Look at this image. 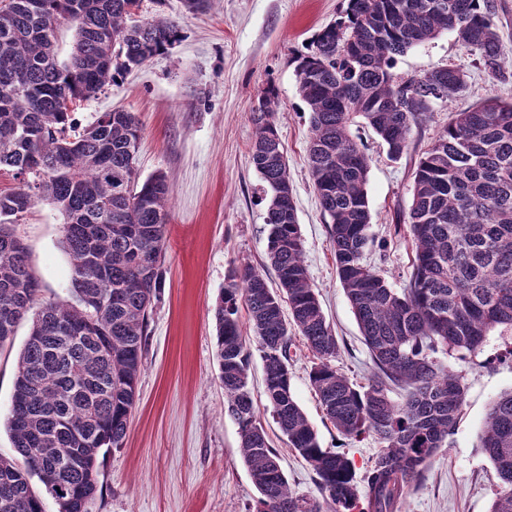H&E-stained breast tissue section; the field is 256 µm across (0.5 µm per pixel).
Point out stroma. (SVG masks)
<instances>
[{"instance_id": "1", "label": "stroma", "mask_w": 512, "mask_h": 512, "mask_svg": "<svg viewBox=\"0 0 512 512\" xmlns=\"http://www.w3.org/2000/svg\"><path fill=\"white\" fill-rule=\"evenodd\" d=\"M342 0H213L191 12L184 0H141L137 19L163 16L182 37L74 112L85 127L120 107L141 124L136 158L138 180L165 174L172 187L166 232L164 283L149 319V336L139 379V396L122 448L101 455L94 512H247L258 492L240 453L239 426L224 404L219 378L214 308L232 270L266 261L265 207L261 179L250 159L255 128L251 112L267 85L279 95L276 123L304 241V261L328 322L340 344L336 366L365 383L372 361L336 277L320 201L307 161L309 112L297 90L293 52L334 21ZM454 65L467 74L466 94L436 107L409 150L391 158L373 130L352 126L369 157L367 194L374 239L365 261L395 288L411 272L414 251L401 218L409 211L416 163L451 115L489 99H512V81L490 79L452 32L440 34L398 56L394 71L407 77ZM64 217L46 199L15 227L28 248L31 269L44 300L68 299L70 261L62 246ZM28 324L12 347L0 349V456L16 451L6 428L16 359ZM512 329L498 327L480 350L443 361L466 386L462 417L447 448L416 481L397 512H490L500 486L496 469L478 446L490 403L512 390ZM312 355L302 340L291 349L294 396L315 428L323 448L346 454L364 476L379 442L341 436L312 390ZM250 388L256 413L289 484L298 494L320 500L315 474L290 450L264 394L262 361L252 353Z\"/></svg>"}]
</instances>
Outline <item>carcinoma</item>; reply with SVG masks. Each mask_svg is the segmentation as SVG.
<instances>
[{"mask_svg": "<svg viewBox=\"0 0 512 512\" xmlns=\"http://www.w3.org/2000/svg\"><path fill=\"white\" fill-rule=\"evenodd\" d=\"M346 2L292 63L309 111L308 163L336 274L373 368L364 385L336 370L340 345L303 261L275 121L279 97L268 86L251 113V160L262 181L266 254L277 285L246 266L215 306L220 380L258 491L248 512H396L448 446L465 401L460 376L437 354L474 353L491 330L512 327V100L455 113L419 158L403 218L414 259L399 289L364 262L369 158L350 132L362 121L398 159L436 105L466 92V74L455 67L409 77L391 72L396 57L448 30L487 76L509 81L493 0ZM139 3L0 0V171L18 180L0 192V347L31 318L7 419L20 461L0 458V512H45L35 478L58 512H92L97 457L123 447L136 405L148 318L163 285L171 189L163 174L136 181L135 113L115 108L80 128L71 111L180 40L179 26L164 17L127 24ZM64 24L75 35L61 62L57 31ZM40 198L65 217L66 301L42 300L13 229ZM242 302L273 418L316 474L320 502L291 489L257 421ZM297 336L313 356L309 381L325 417L343 436H374L381 445L360 480L345 454L321 447L293 395ZM396 389L406 392L400 403L390 397ZM479 448L501 481L490 512H512V390L491 404Z\"/></svg>", "mask_w": 512, "mask_h": 512, "instance_id": "cac0c4a2", "label": "carcinoma"}]
</instances>
